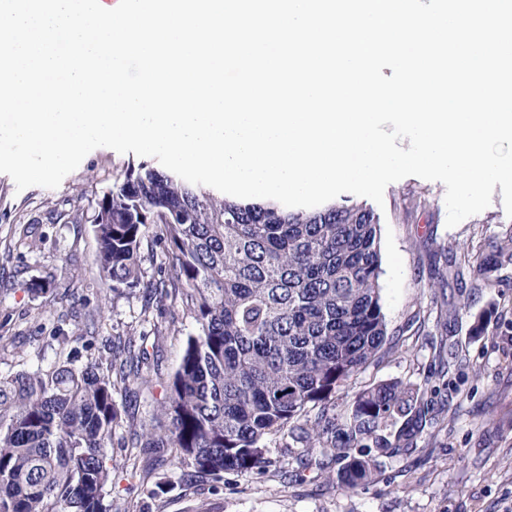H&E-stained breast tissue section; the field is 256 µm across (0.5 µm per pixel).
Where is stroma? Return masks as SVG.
<instances>
[{"label": "stroma", "instance_id": "obj_1", "mask_svg": "<svg viewBox=\"0 0 512 512\" xmlns=\"http://www.w3.org/2000/svg\"><path fill=\"white\" fill-rule=\"evenodd\" d=\"M155 158L91 151L54 189L17 190L0 173V371L35 370L51 361L57 330L78 335L94 355L112 340L142 344L138 380L118 388L124 416L112 435V512H506L512 507V265L493 285L443 282L456 254L485 253L512 231L501 190L491 204L447 227L446 187L408 176L388 185L380 219L386 343L356 373L342 396L382 382H401L425 409L419 432L377 457L370 479L351 490L342 482L341 450L309 454L290 427L265 438L274 464L263 473H229L223 485L192 484L171 452L133 447L134 432L160 415L194 319L175 296L146 300L145 288L112 292L100 274L92 224L98 201L130 167ZM51 282L54 292L32 293ZM486 313L484 333L471 331ZM154 471L165 493L149 495L140 476Z\"/></svg>", "mask_w": 512, "mask_h": 512}]
</instances>
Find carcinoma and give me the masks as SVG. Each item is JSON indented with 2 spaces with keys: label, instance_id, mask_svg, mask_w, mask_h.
<instances>
[{
  "label": "carcinoma",
  "instance_id": "carcinoma-1",
  "mask_svg": "<svg viewBox=\"0 0 512 512\" xmlns=\"http://www.w3.org/2000/svg\"><path fill=\"white\" fill-rule=\"evenodd\" d=\"M157 224L171 254L173 288L197 332L188 338L161 404L169 425H143L138 448H172L186 476L224 482L228 471L269 466L264 439L293 425L312 452L358 448L343 482L359 487L374 458L408 439L384 434L412 411L408 389L359 393L336 426V400L387 336L379 284V220L363 204L294 209L273 199H231L171 171L141 164L103 196L94 219L110 289L137 288L141 247ZM512 263V233L489 244L472 287ZM35 372L0 374V512H112V432L117 386L138 376L145 351L127 348L77 364L81 337ZM321 416L308 425V407Z\"/></svg>",
  "mask_w": 512,
  "mask_h": 512
}]
</instances>
